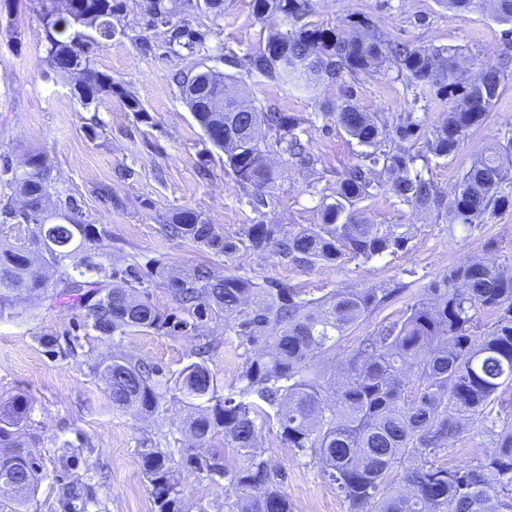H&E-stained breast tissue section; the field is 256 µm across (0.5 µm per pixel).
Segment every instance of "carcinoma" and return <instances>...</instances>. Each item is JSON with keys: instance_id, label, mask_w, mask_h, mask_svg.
<instances>
[{"instance_id": "1", "label": "carcinoma", "mask_w": 512, "mask_h": 512, "mask_svg": "<svg viewBox=\"0 0 512 512\" xmlns=\"http://www.w3.org/2000/svg\"><path fill=\"white\" fill-rule=\"evenodd\" d=\"M486 1L495 18L512 25V0H444L448 9L470 12ZM71 0H40L49 36L46 61L61 75H84L80 99L86 105L112 95V79L90 65L91 41L73 26ZM87 25L111 36L112 0H79ZM145 14L167 24L166 0H145ZM254 14L263 19L280 12L298 28L270 32L281 41L288 60L278 62L256 50L246 55L247 71L280 86L314 91L326 81L340 83L345 95L334 113L336 125L362 147L357 161L345 167L336 200L325 203L321 223L298 229L282 224H249L244 236L255 251L272 249L286 262L302 267L333 266L344 258L367 263L393 254L411 239V225L398 232L390 225L368 224L358 204L390 192L413 208L444 211L453 225L486 224L512 207V139L477 156L459 179L453 197L445 198L426 177L429 156L457 153L468 131L481 126L504 88V70L486 66L479 80L466 78L457 52L396 42L357 21L337 32L305 21L312 0H254ZM168 42L192 50L201 40L178 27ZM384 64L395 66L418 99L429 90L448 101V112L431 132L406 112L389 124L362 111L355 102L354 82ZM193 75L179 81L180 92L197 122L208 112L195 111L189 97ZM224 164L237 181L253 189L254 204L266 205L264 189L274 181L261 143L273 136L283 153L305 167L314 166L295 133L296 119L241 99L239 81L223 76ZM423 141L413 153L406 144ZM422 165H417V162ZM31 171L15 178L23 209L3 210L5 217L35 225L29 246L0 247V311L14 308L33 292H52L87 309L91 328L102 336L131 331H160L171 323L136 295L140 277L129 265L120 281L98 261L107 231L79 218L74 201L67 203L70 223L45 224L48 196L44 158H29ZM173 238L230 256L237 241L217 232L201 214L181 211L161 225ZM76 247H71V244ZM74 257L79 276L60 279L49 289L39 273L44 263ZM166 286L184 311L199 315L213 307L235 316L233 330L241 343L254 348L242 364L241 395L255 401L217 396V380L207 362L221 344L218 336H199L197 361L176 378L185 396L197 401L190 432L194 447H211L223 433L245 457L235 469L218 453H207L202 466L222 475L242 494L239 512H291L288 497L273 480L264 457L257 424H276L282 442L317 460L323 473L348 502V512H512V426L489 428L494 451L477 465L449 468L441 463L463 433L477 423L495 422L501 392L512 387V273L483 261L453 267L424 289L405 313L383 321L346 359L328 370L324 357L352 328L402 292L400 288H336L322 296L283 281L260 286L235 275L217 276L206 264L165 277ZM171 325L188 327L179 320ZM112 404L150 412L164 397L154 371L121 356L98 364ZM31 419V405L21 395L0 398V512H28L42 466L22 451L18 430ZM160 512H180L168 456L150 443L140 452Z\"/></svg>"}]
</instances>
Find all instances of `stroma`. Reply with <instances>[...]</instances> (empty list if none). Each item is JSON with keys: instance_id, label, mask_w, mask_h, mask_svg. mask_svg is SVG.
Wrapping results in <instances>:
<instances>
[{"instance_id": "stroma-1", "label": "stroma", "mask_w": 512, "mask_h": 512, "mask_svg": "<svg viewBox=\"0 0 512 512\" xmlns=\"http://www.w3.org/2000/svg\"><path fill=\"white\" fill-rule=\"evenodd\" d=\"M110 37H96L92 66L112 78L111 96L83 105L74 76H59L46 62L48 30L36 0H0V207L21 209L11 175L27 172L38 153L48 165L47 223L63 222L67 201H76L85 223L109 234V270L128 264L149 269L161 264L188 271L207 263L215 274L254 282L284 281L303 289L368 288L385 285L401 293L348 331L328 366L344 362L363 336L381 321L399 318L424 288L448 269L482 260L512 271V209L471 229L449 227L436 213L417 211L391 194L361 202L373 224H408L413 237L404 249L361 263L303 269L284 263L273 250L243 243L247 225L264 222L295 229L321 221L323 204L333 202L339 172L355 162L360 148L333 117L343 98L339 84L326 83L303 94L248 74L240 61L262 45L270 29L289 31L291 19L276 14L258 20L253 0H224L222 15L196 0H168V24H149L143 0H113ZM308 20L342 29L367 19L390 37L427 47L457 49L461 65L476 75L486 65L512 63V28L490 8L465 14L442 0H313ZM184 26L204 38L194 50L170 48L169 27ZM212 69L240 80L246 100L294 116L302 141L317 156L315 168L289 161L276 146L268 157L276 179L265 208L254 209L252 191L240 185L194 119L174 80L176 74ZM361 110L386 121L416 112L424 130L441 121L446 105L435 96L414 100L395 71L384 67L359 75ZM143 109L128 110L126 95ZM512 136V79L485 124L462 141L455 155L432 159L429 176L452 196L464 169L486 147ZM106 184L111 200L98 196ZM201 213L224 235L240 239L232 256L214 254L189 241L166 237L164 219L183 210ZM86 309L37 295L0 313V395L23 394L32 404L33 425L21 441L42 466L30 512H158L141 468L144 438L157 442L170 459L183 512H235L237 496L224 478L209 476L195 462L188 432L187 399L169 387L151 412L113 406L95 364L112 354L159 368L176 379L193 363L196 334L218 336L221 346L209 362L220 396H238L246 349L235 336L234 319L204 310L195 329L130 332L100 338L87 325ZM265 456L275 483L292 512H348V504L320 465L282 444L275 424L261 428ZM493 449L484 425L463 434L446 457L448 466L477 464Z\"/></svg>"}]
</instances>
